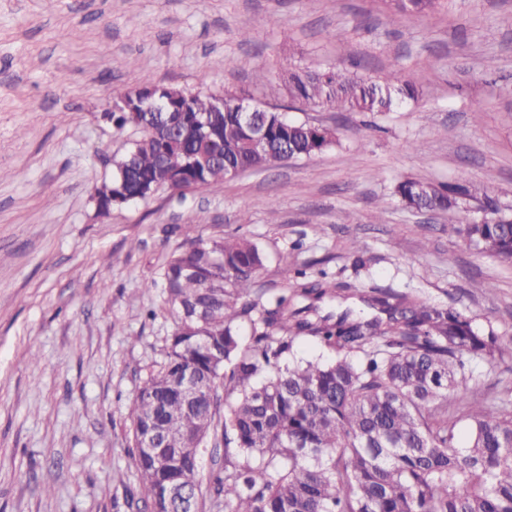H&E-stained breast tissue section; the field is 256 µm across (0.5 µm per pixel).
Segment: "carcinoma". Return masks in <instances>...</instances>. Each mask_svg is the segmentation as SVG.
Instances as JSON below:
<instances>
[{
    "label": "carcinoma",
    "instance_id": "1",
    "mask_svg": "<svg viewBox=\"0 0 512 512\" xmlns=\"http://www.w3.org/2000/svg\"><path fill=\"white\" fill-rule=\"evenodd\" d=\"M445 0H384L397 13L421 16ZM294 102L333 112H390L418 95L392 67L374 80L339 70L288 72ZM186 112L155 115L132 97L112 113L119 128L139 136L115 169L124 189L145 201L162 189H224L225 169H263L285 153L310 158L339 142L338 131H312L266 109V139L253 142L236 103L212 111V97L198 90ZM207 114L212 133L202 135L197 116ZM397 195L461 218L466 206L483 204L484 216L459 229L467 243L512 262V221L495 217L493 201L464 182L405 180ZM206 222L185 225L188 246L161 274L175 329L128 405L133 424V460L140 497L133 512L155 506L166 481L201 487L203 450L224 449V474L214 478L209 498L224 512H512V406H490L467 375L474 360L497 365L512 359V337L482 334L475 320L453 308L411 301L389 288L372 287L365 298L387 315L362 320L349 310L326 311L320 303L349 285L313 279L295 271L291 295L262 300L256 287L267 256L244 237L205 240ZM251 324L242 340L239 322ZM311 340L324 354L298 358L295 347ZM222 376L224 405L187 400V378L208 386ZM471 431L458 443V428ZM152 431L157 444L182 458L176 470L158 466L141 448Z\"/></svg>",
    "mask_w": 512,
    "mask_h": 512
}]
</instances>
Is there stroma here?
<instances>
[{
    "label": "stroma",
    "instance_id": "35a3bbf8",
    "mask_svg": "<svg viewBox=\"0 0 512 512\" xmlns=\"http://www.w3.org/2000/svg\"><path fill=\"white\" fill-rule=\"evenodd\" d=\"M391 66L421 94L390 112L314 110L285 87L298 67ZM146 78L277 106L340 140L220 192L165 189L102 216L92 191L136 136L102 114ZM407 179L468 182L512 220V0L424 17L381 0H0V512H129V400L174 329L162 288L144 285L197 212L203 238L266 253L271 291L323 270L354 287L348 305L376 285L512 336V263L466 245L447 214L404 207ZM472 375L512 402V363Z\"/></svg>",
    "mask_w": 512,
    "mask_h": 512
}]
</instances>
